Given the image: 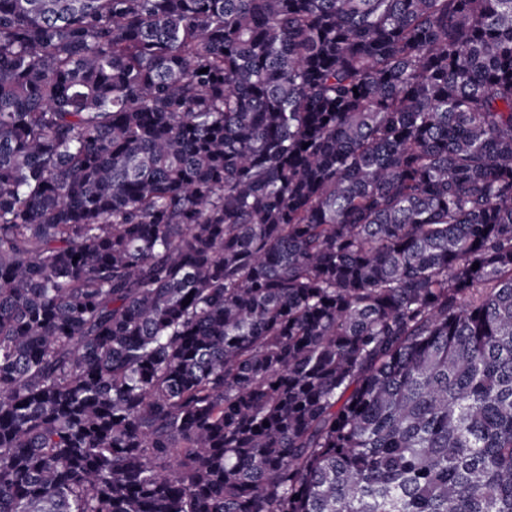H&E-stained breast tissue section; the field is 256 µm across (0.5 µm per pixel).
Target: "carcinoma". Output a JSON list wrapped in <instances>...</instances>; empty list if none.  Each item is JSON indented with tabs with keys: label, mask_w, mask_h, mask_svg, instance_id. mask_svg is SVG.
Wrapping results in <instances>:
<instances>
[{
	"label": "carcinoma",
	"mask_w": 512,
	"mask_h": 512,
	"mask_svg": "<svg viewBox=\"0 0 512 512\" xmlns=\"http://www.w3.org/2000/svg\"><path fill=\"white\" fill-rule=\"evenodd\" d=\"M0 512H512V0H0Z\"/></svg>",
	"instance_id": "carcinoma-1"
}]
</instances>
